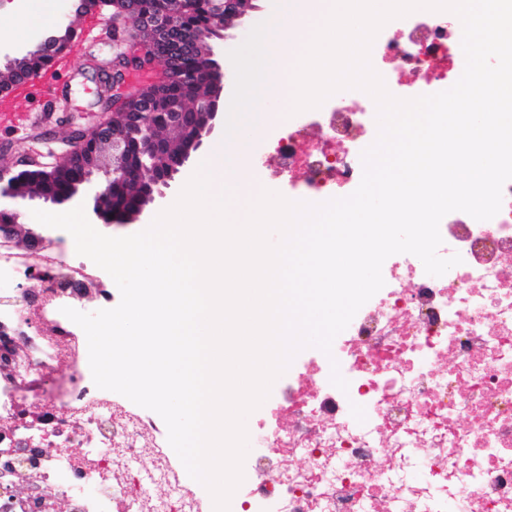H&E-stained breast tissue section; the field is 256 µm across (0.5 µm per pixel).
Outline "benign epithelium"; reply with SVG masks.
<instances>
[{"mask_svg": "<svg viewBox=\"0 0 512 512\" xmlns=\"http://www.w3.org/2000/svg\"><path fill=\"white\" fill-rule=\"evenodd\" d=\"M256 2L215 0L216 18L207 26L206 35L212 40L224 38V31L248 17L256 9ZM193 3L194 0H162L158 10L143 12L137 8L136 0H112V40H119L123 34L130 47L140 48L141 53H122L121 67L112 72V110L103 111L93 126L79 131L68 141L70 145L79 143L97 149L93 163L84 166L83 174L73 183L69 198L77 196L85 187L90 188L93 213L104 222L109 212L115 224H127L142 213L145 203L133 209L125 207L128 189L133 185L146 186V203L164 196V189L211 133L213 120L219 113L224 72L213 59L211 49L203 53L202 66L192 70L182 66L183 54L200 45L199 32L184 24ZM72 35V27L65 26L58 34L31 46L22 56L8 59V70L19 76L34 74L19 63L29 61L34 53L48 55L63 48ZM156 59L165 64L166 82L209 85L214 87V92L187 100L164 97L155 88L127 85L126 68L144 67ZM160 126L184 133L183 150L168 165L157 163L167 151L166 141L158 134ZM51 155L53 162L46 166L30 168L22 161L18 170L0 169V199L10 198L19 203L39 198L62 203L37 188L31 190L22 185L24 179L38 180L82 162V153L70 147L60 153L53 151ZM100 174L104 181L95 188L93 177Z\"/></svg>", "mask_w": 512, "mask_h": 512, "instance_id": "1", "label": "benign epithelium"}]
</instances>
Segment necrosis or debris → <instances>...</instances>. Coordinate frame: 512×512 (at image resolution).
I'll list each match as a JSON object with an SVG mask.
<instances>
[{
    "label": "necrosis or debris",
    "mask_w": 512,
    "mask_h": 512,
    "mask_svg": "<svg viewBox=\"0 0 512 512\" xmlns=\"http://www.w3.org/2000/svg\"><path fill=\"white\" fill-rule=\"evenodd\" d=\"M461 38L439 12L387 22L372 45L387 89L452 86ZM376 135L373 100L352 90L290 116L274 141L289 199L350 195ZM439 230V256L461 264L434 277L414 255L390 256L331 358L281 375L276 429L248 433L239 512H512V180L494 218L454 211ZM39 275V294L0 306V512H52L60 497L68 512H203L148 412L103 395L84 368L63 310L92 285L108 305L104 270L62 236ZM63 361L67 390L26 420L22 384ZM335 366L347 391L330 382Z\"/></svg>",
    "instance_id": "4bbe7bcc"
}]
</instances>
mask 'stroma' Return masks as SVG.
<instances>
[{
    "mask_svg": "<svg viewBox=\"0 0 512 512\" xmlns=\"http://www.w3.org/2000/svg\"><path fill=\"white\" fill-rule=\"evenodd\" d=\"M274 0H258L257 8L240 25L229 29L224 39L214 41V58L224 70V89L220 98V112L215 120L212 130L213 137H225L226 151L242 150L250 157L261 158L263 168L258 172L256 180L267 190L280 194H287L288 182L277 173L278 161L273 147L260 146L257 143L239 140V138H226V121L235 85L234 67L228 57L229 51L237 48L242 37L251 29L268 19V13ZM112 36L108 31L100 33L89 39L82 52L71 61L70 73L62 76L52 111L41 112L37 101L27 100L21 102L20 109L24 112L40 113L43 126L40 130L38 143H31L25 135L15 129H0V166H12L21 157L30 155L32 149L40 151H61L64 140L68 139L74 124L88 127L95 124L97 114L106 105L111 93V87L99 83L94 75L93 68L96 63L107 62L112 58ZM211 139L204 140L202 146L192 154L189 161L176 175L164 196L156 198L143 213L128 224H106L101 220H94V227L108 236H127L140 232L148 227L154 217L166 209L176 200L182 190L187 177L196 169L200 161L208 154L211 148ZM84 196H76L70 201L53 204L40 199L29 201L28 211L24 213L21 224L17 225L11 242L18 248H28L32 236L38 235L49 238L50 229L36 221L32 213L36 210L62 213L84 204ZM71 373L67 364L56 366L51 375H35L29 378L24 390L18 394L20 404L29 413H37L39 406L58 392L59 386L64 383Z\"/></svg>",
    "mask_w": 512,
    "mask_h": 512,
    "instance_id": "1",
    "label": "stroma"
}]
</instances>
